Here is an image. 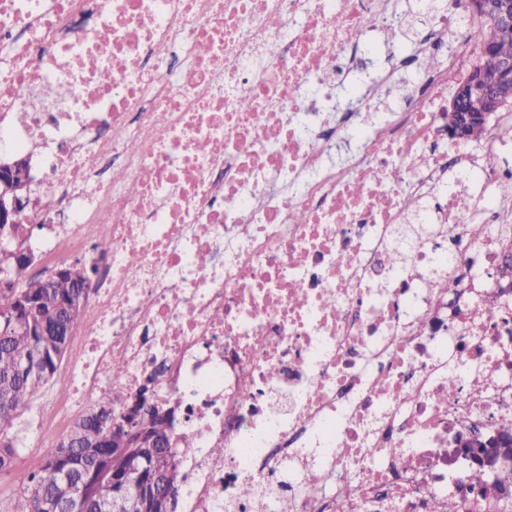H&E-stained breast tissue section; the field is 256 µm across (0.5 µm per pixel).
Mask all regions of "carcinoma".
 Instances as JSON below:
<instances>
[{
	"mask_svg": "<svg viewBox=\"0 0 512 512\" xmlns=\"http://www.w3.org/2000/svg\"><path fill=\"white\" fill-rule=\"evenodd\" d=\"M480 45L493 52L480 57V65L493 71L502 57L512 56V34H504L495 21L481 15ZM0 476L11 472L19 454L20 439L15 427L24 410L60 371L67 353L68 331L80 319L85 305L83 285L88 279L84 267H70L47 277L32 276L24 287H16L21 272L10 270L11 262L0 253ZM140 426L158 443L168 438V427L157 417L162 405L145 408L138 398ZM126 419L125 407L101 397L59 440L39 467L28 474L11 498L8 512H43V500L55 485L61 464L58 455L67 453V476L80 494L74 512H96L112 501L116 486L112 478L127 473L136 455L147 458L149 471L168 489L177 491L182 480L181 458L195 453L193 441L182 436L180 455L164 448H126L113 439L112 421Z\"/></svg>",
	"mask_w": 512,
	"mask_h": 512,
	"instance_id": "obj_1",
	"label": "carcinoma"
}]
</instances>
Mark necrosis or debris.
Instances as JSON below:
<instances>
[{
  "label": "necrosis or debris",
  "instance_id": "1",
  "mask_svg": "<svg viewBox=\"0 0 512 512\" xmlns=\"http://www.w3.org/2000/svg\"><path fill=\"white\" fill-rule=\"evenodd\" d=\"M471 24L466 0H0V153L38 186L15 234L94 267L39 439L148 387L198 449L181 512H489L463 446L512 412V173L487 164L512 124L448 132Z\"/></svg>",
  "mask_w": 512,
  "mask_h": 512
}]
</instances>
